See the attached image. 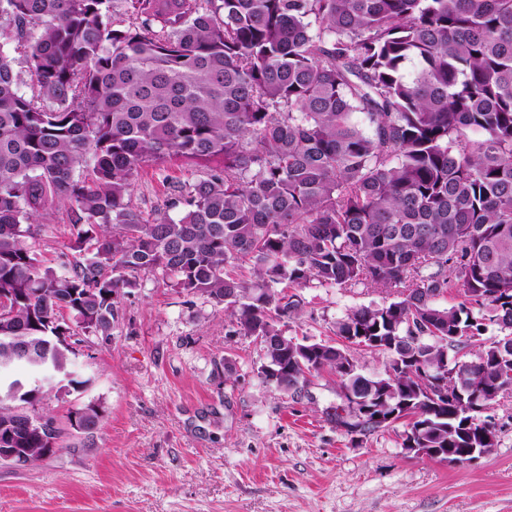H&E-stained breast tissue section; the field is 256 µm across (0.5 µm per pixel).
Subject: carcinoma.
Returning <instances> with one entry per match:
<instances>
[{"instance_id":"carcinoma-1","label":"carcinoma","mask_w":512,"mask_h":512,"mask_svg":"<svg viewBox=\"0 0 512 512\" xmlns=\"http://www.w3.org/2000/svg\"><path fill=\"white\" fill-rule=\"evenodd\" d=\"M114 2L0 0V437L29 463L60 447L38 409L72 337L111 336L122 291L159 274L224 305L279 390L328 370L344 399L386 398L404 448L496 447L466 410L512 367V0H120L119 22ZM174 158L204 176L177 217H143L134 174ZM56 201L75 252L60 271L36 226ZM450 277L470 304H437ZM314 283L398 292L336 320L338 338L378 340L384 375L276 326L301 307L287 289ZM450 349L473 366L444 399L433 369ZM102 419L89 403L67 424Z\"/></svg>"}]
</instances>
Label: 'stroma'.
I'll use <instances>...</instances> for the list:
<instances>
[{
    "label": "stroma",
    "instance_id": "1",
    "mask_svg": "<svg viewBox=\"0 0 512 512\" xmlns=\"http://www.w3.org/2000/svg\"><path fill=\"white\" fill-rule=\"evenodd\" d=\"M200 169L150 164L132 180L144 215L165 211ZM44 256L71 259L63 206L38 226ZM286 335L334 340L347 310L393 296L358 284L302 288ZM110 338L94 337L71 360L78 389L52 392L45 407L65 422L99 404L92 434H64L52 456L0 466V512H512V398L493 415L500 442L472 465L451 466L402 448L404 423L355 438L330 414L336 377H312L293 397L266 384L264 352L235 334L223 305L143 276L119 300Z\"/></svg>",
    "mask_w": 512,
    "mask_h": 512
}]
</instances>
